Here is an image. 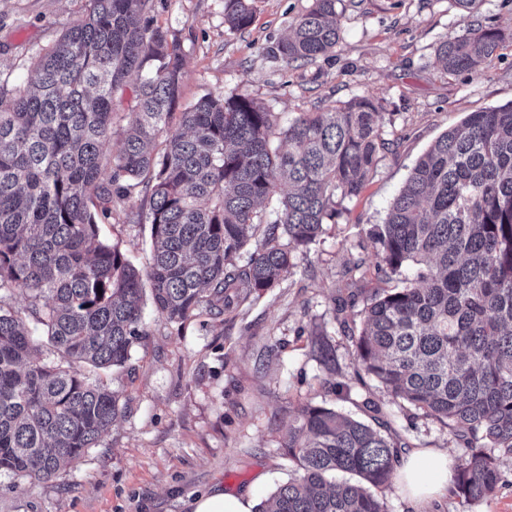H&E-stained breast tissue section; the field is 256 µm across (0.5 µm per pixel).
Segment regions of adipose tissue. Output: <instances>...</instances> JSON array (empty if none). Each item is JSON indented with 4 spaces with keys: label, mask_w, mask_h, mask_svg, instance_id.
<instances>
[{
    "label": "adipose tissue",
    "mask_w": 512,
    "mask_h": 512,
    "mask_svg": "<svg viewBox=\"0 0 512 512\" xmlns=\"http://www.w3.org/2000/svg\"><path fill=\"white\" fill-rule=\"evenodd\" d=\"M452 466L447 451L418 449L402 459L396 470V481L411 504L425 503L447 491Z\"/></svg>",
    "instance_id": "1"
}]
</instances>
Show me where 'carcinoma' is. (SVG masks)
Wrapping results in <instances>:
<instances>
[{"label":"carcinoma","mask_w":512,"mask_h":512,"mask_svg":"<svg viewBox=\"0 0 512 512\" xmlns=\"http://www.w3.org/2000/svg\"><path fill=\"white\" fill-rule=\"evenodd\" d=\"M88 2L27 84L0 95V474L32 484L61 479L112 425L118 397L87 370L129 363L146 303L176 323L260 297L336 217V197L360 195L385 145L370 95L284 128L241 95L209 93L178 112L184 57L150 25V0ZM456 2L463 34L439 59L450 74L477 72L500 34L470 21L477 0ZM253 20L252 0H224L229 31ZM340 23L336 0H313L279 55L316 61L336 47ZM132 78L130 119L108 154ZM135 195L150 225L144 270L100 234L114 198ZM276 197V220L250 252L259 208ZM368 240L377 270L399 285L359 311L361 369L455 437L450 493L487 499L512 458V103L441 135ZM39 325L49 361L35 357ZM312 345L336 374L329 340ZM384 427L305 405L282 448L295 477L254 512H387L398 443Z\"/></svg>","instance_id":"obj_1"}]
</instances>
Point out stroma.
Instances as JSON below:
<instances>
[{"mask_svg":"<svg viewBox=\"0 0 512 512\" xmlns=\"http://www.w3.org/2000/svg\"><path fill=\"white\" fill-rule=\"evenodd\" d=\"M153 25L176 37L185 58L182 103L213 93L245 95L279 116L376 98L387 147L362 193L337 201L338 216L276 288L233 312L170 323L144 311L145 337L128 367L101 374L119 399L111 428L68 469L63 481L31 485L0 475V512H191L213 489L253 491L266 500L292 475L282 454L290 425L306 404L367 418L378 408L390 434L408 449L461 451L440 423L359 379L351 337L355 311L338 312L348 268L365 293L392 288L375 272L366 230L383 223L417 159L471 112L512 102V0H479L475 20L502 40L484 70L449 74L438 60L464 24L455 0H338L342 16L332 52L308 65L277 52L312 0H255V20L227 30L224 0H150ZM88 0H0V86L27 82L34 59L56 43ZM139 198L113 204L103 234L138 267L150 260V227ZM326 334L338 371L329 374L312 347ZM351 394L337 396L335 382ZM489 499L471 504L451 495L413 509L397 485L385 491L388 512H512V459Z\"/></svg>","mask_w":512,"mask_h":512,"instance_id":"stroma-1","label":"stroma"}]
</instances>
